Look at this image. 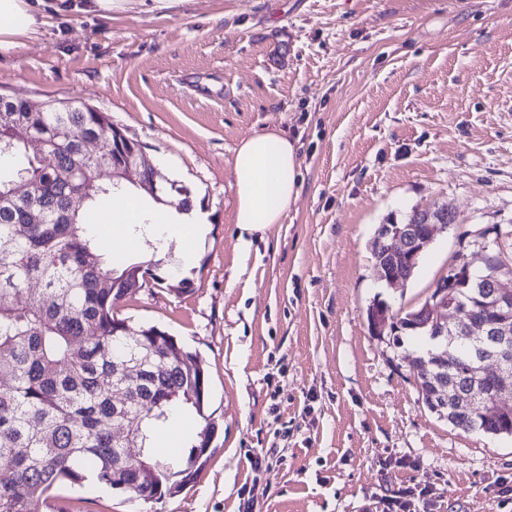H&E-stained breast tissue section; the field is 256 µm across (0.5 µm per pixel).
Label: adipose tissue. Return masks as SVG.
<instances>
[{"label":"adipose tissue","instance_id":"ef3b65f1","mask_svg":"<svg viewBox=\"0 0 512 512\" xmlns=\"http://www.w3.org/2000/svg\"><path fill=\"white\" fill-rule=\"evenodd\" d=\"M136 0H0V53H10L21 37L37 31L46 11L111 16ZM237 206L235 222L254 233L282 223L298 195L301 166L292 141L273 129L242 140L233 157Z\"/></svg>","mask_w":512,"mask_h":512}]
</instances>
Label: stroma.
I'll use <instances>...</instances> for the list:
<instances>
[{
	"label": "stroma",
	"instance_id": "stroma-1",
	"mask_svg": "<svg viewBox=\"0 0 512 512\" xmlns=\"http://www.w3.org/2000/svg\"><path fill=\"white\" fill-rule=\"evenodd\" d=\"M0 94L90 104L138 141L206 224L194 264L114 307L196 352L217 432L196 480L159 502L62 483L47 512H512V437L422 404L412 360L368 329L374 300L421 305L512 229V0H183L106 18L47 13L0 55ZM278 129L300 194L240 238L232 159ZM445 204L412 280L381 282L379 225ZM190 291H178L182 278ZM262 457L260 469L251 460Z\"/></svg>",
	"mask_w": 512,
	"mask_h": 512
}]
</instances>
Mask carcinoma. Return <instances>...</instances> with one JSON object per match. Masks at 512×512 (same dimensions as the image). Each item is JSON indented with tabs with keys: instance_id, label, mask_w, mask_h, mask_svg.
I'll return each mask as SVG.
<instances>
[{
	"instance_id": "obj_1",
	"label": "carcinoma",
	"mask_w": 512,
	"mask_h": 512,
	"mask_svg": "<svg viewBox=\"0 0 512 512\" xmlns=\"http://www.w3.org/2000/svg\"><path fill=\"white\" fill-rule=\"evenodd\" d=\"M92 112H25L0 98V512H42L60 482L94 477L109 488L144 501L174 495L194 480L215 426L204 414L207 377L197 355L156 326L132 329L112 308L128 294L163 278L149 262L116 261L102 250L90 213L123 190L107 183L78 208H71L77 183L60 173L93 165L77 139L90 132ZM44 139L46 156L26 153L16 136ZM28 189L19 192L17 172ZM39 213L43 222L28 223ZM490 270L512 276V260L496 253ZM40 285L33 294L31 285ZM448 316L463 310L471 321L489 317L475 289L458 296ZM413 311L396 315L393 344L405 336L427 339L415 361L414 379L425 383L432 358L448 350V375L465 390L480 366L450 336L405 330ZM193 410L203 424L188 452L172 463L155 451L159 428L175 409ZM465 432L512 436V412L484 404L448 413ZM127 426L126 441L113 430ZM136 448L132 460L125 449Z\"/></svg>"
}]
</instances>
